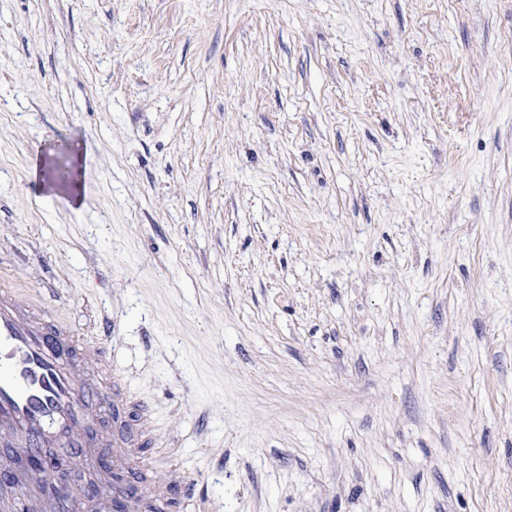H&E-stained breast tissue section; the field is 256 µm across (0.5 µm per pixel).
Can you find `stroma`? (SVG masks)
Returning a JSON list of instances; mask_svg holds the SVG:
<instances>
[{
	"mask_svg": "<svg viewBox=\"0 0 512 512\" xmlns=\"http://www.w3.org/2000/svg\"><path fill=\"white\" fill-rule=\"evenodd\" d=\"M512 0H0V281L117 391L130 512H512ZM88 177L47 196L46 132Z\"/></svg>",
	"mask_w": 512,
	"mask_h": 512,
	"instance_id": "obj_1",
	"label": "stroma"
}]
</instances>
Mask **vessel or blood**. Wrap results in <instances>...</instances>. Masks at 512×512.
<instances>
[{
	"instance_id": "obj_1",
	"label": "vessel or blood",
	"mask_w": 512,
	"mask_h": 512,
	"mask_svg": "<svg viewBox=\"0 0 512 512\" xmlns=\"http://www.w3.org/2000/svg\"><path fill=\"white\" fill-rule=\"evenodd\" d=\"M93 354L75 343L69 322L23 311L15 290L0 288V427L15 437L13 456L64 443L84 457L77 429L99 391L81 381L79 364Z\"/></svg>"
}]
</instances>
